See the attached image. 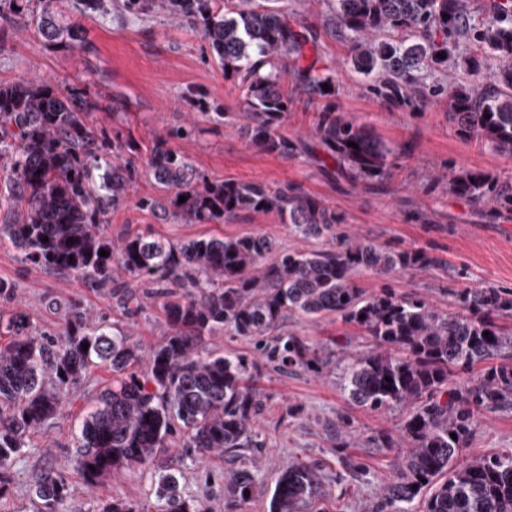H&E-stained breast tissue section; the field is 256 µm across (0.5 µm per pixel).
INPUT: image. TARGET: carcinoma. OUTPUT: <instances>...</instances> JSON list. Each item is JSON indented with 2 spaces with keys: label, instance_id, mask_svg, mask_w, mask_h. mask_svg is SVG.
<instances>
[{
  "label": "carcinoma",
  "instance_id": "carcinoma-1",
  "mask_svg": "<svg viewBox=\"0 0 512 512\" xmlns=\"http://www.w3.org/2000/svg\"><path fill=\"white\" fill-rule=\"evenodd\" d=\"M54 2L0 0V20L34 30L48 46L73 49L82 42L81 29ZM69 2L85 15H107L114 8L183 19L199 30L224 78L242 88L246 122L240 133L247 146L283 156L294 152L280 132L290 104L282 84L290 81L299 95L326 100L314 132L342 172L373 179L393 164L392 145L329 102L336 96L333 77L306 57L317 49V31L295 27L276 7L278 0ZM328 4L349 44L347 63L376 95L398 106L446 96L460 135H479L512 156V0H494L481 17L473 14L471 0ZM453 67L488 74L479 84L430 78ZM96 109L78 88L63 83L0 81V186L14 200L0 238L7 237L25 261L73 273L92 287L112 284L120 307L137 298L134 289H146L145 297L159 302L169 334L144 356L125 331L91 324L78 312L60 339L35 331L23 313L1 319L0 329L12 340L0 348V495L14 456L57 415L87 371L102 365L112 372V387L82 421L75 467L84 482L95 487L123 469L152 467L165 512H201L181 497L180 473L161 465L170 448L239 458L263 445L254 421L266 395L252 385L255 365L231 352L199 356L204 337L222 328L255 341L279 372L336 371L339 389L355 408L403 411L405 451L382 486L381 508L387 512H512V449L465 453L482 412L512 410V327L502 324L512 317L508 292L457 289L460 311L448 314L420 295L392 288L369 293L356 280L362 271L391 277L438 260L421 249L386 248L337 234L339 216L314 196L262 182L198 178L165 139L155 141L147 169L173 195L142 198L140 208L188 224L272 212L295 236L336 239L338 245L305 252L254 233L177 244L141 234L115 248L102 224L110 210L127 203L139 168L126 156L134 153L133 139L115 136L111 150H103L91 118ZM451 187L478 203L512 209V193L484 173L464 172ZM181 196L187 197L183 203ZM289 315L336 317L360 329L370 345L352 352L335 340L284 333ZM479 365L475 379L455 380ZM259 492L270 493L269 512H298L323 497V476L315 461L295 458L269 490L243 467L228 480L224 508L232 510ZM34 494L41 501L38 512H56L66 484L49 473Z\"/></svg>",
  "mask_w": 512,
  "mask_h": 512
}]
</instances>
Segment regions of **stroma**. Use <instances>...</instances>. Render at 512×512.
<instances>
[{"label":"stroma","mask_w":512,"mask_h":512,"mask_svg":"<svg viewBox=\"0 0 512 512\" xmlns=\"http://www.w3.org/2000/svg\"><path fill=\"white\" fill-rule=\"evenodd\" d=\"M293 19L317 28L315 56L319 68L336 81L338 112L395 146L398 155L387 174L375 180L341 175L314 135L323 100L294 98L280 127L296 149L290 157L255 151L246 146L239 127L244 122L238 82L224 79L200 32L186 22L162 16L134 19L116 14L71 13L84 42L74 51L45 46L31 30L16 31L0 21V81L41 77L81 87L98 101L96 127L107 137L132 136L135 160L145 165L159 138L168 139L178 154L211 181H261L288 186L322 200L341 217L342 230L383 247L423 248L445 263L430 269L386 278L365 271L359 286L377 291L392 286L402 293L427 297L442 312L454 311L451 289L469 284L512 290V211L493 209L456 195L451 181L465 171H481L512 188V157L493 151L481 139L458 134L448 114V101L428 99L419 107L395 106L379 98L347 65L348 45L336 34V20L327 0H280ZM223 120H213V113ZM190 128L188 136L174 132ZM167 188L141 175L124 206L110 211L104 232L112 241L137 234L173 243L209 236L259 233L281 246L312 250L323 241L303 240L273 213H253L221 224H188L159 219L139 208L138 199L167 197ZM0 279L14 285V295L0 296V316L24 313L37 331L61 337L72 310L95 322L128 331L142 346L160 341L168 332L159 304L142 300L131 311L118 308L109 288L93 289L71 273L50 271L24 262L9 242H0ZM285 327L320 342L365 341L353 327L339 321L298 320ZM203 351H233L257 360L259 386L266 393L256 427L264 445L252 449L261 476L274 483L289 459L318 461L325 476L331 512H378L379 490L398 457L397 449L377 447L381 436L399 440L401 411L371 412L347 405L332 373L283 376L260 362L252 343L243 337L215 332ZM112 385V374L96 366L67 395L60 412L33 434L32 445L13 460L10 487L0 497V512H36L32 491L49 472L62 475L67 496L57 512H98L116 502L131 512H157L152 470H126L97 489H88L74 467L76 436L83 416L101 392ZM512 448V411L484 412L469 440L473 453ZM181 471L180 491L204 512H224V485L233 467L221 452L196 456L194 449L170 453Z\"/></svg>","instance_id":"obj_1"}]
</instances>
